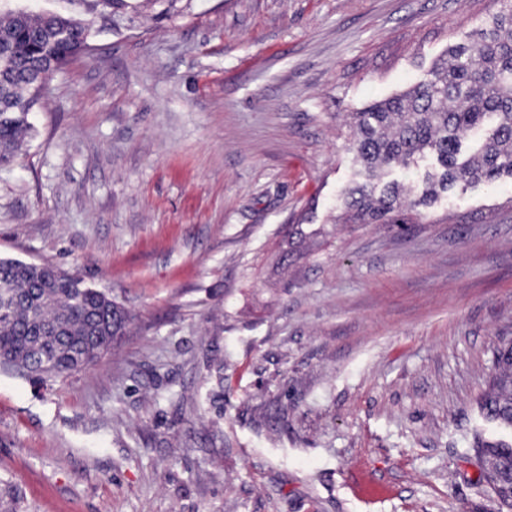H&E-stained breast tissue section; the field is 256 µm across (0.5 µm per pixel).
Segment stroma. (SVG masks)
Listing matches in <instances>:
<instances>
[{"label": "stroma", "instance_id": "35a3bbf8", "mask_svg": "<svg viewBox=\"0 0 512 512\" xmlns=\"http://www.w3.org/2000/svg\"><path fill=\"white\" fill-rule=\"evenodd\" d=\"M499 8L0 0V17L94 32L0 166V257L77 274L132 317L86 370L0 369V495L28 512H498L473 446L512 340V180L416 224L342 223L340 193L352 113Z\"/></svg>", "mask_w": 512, "mask_h": 512}]
</instances>
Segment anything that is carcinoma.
<instances>
[{
	"instance_id": "carcinoma-1",
	"label": "carcinoma",
	"mask_w": 512,
	"mask_h": 512,
	"mask_svg": "<svg viewBox=\"0 0 512 512\" xmlns=\"http://www.w3.org/2000/svg\"><path fill=\"white\" fill-rule=\"evenodd\" d=\"M448 48L429 77L355 113L348 150L362 181L348 187L347 224H401L400 214L479 184L512 180V0ZM92 23L18 13L0 20V164L12 162L31 129L34 71L47 90L84 55ZM414 172L405 184L390 168ZM131 318L102 290L51 264L0 257V365L46 382L81 371L125 335ZM485 418L512 427V343L498 349L481 399ZM481 472L512 510V444L480 440Z\"/></svg>"
}]
</instances>
